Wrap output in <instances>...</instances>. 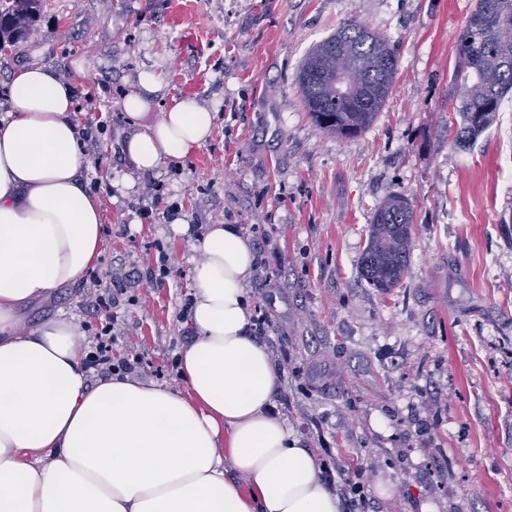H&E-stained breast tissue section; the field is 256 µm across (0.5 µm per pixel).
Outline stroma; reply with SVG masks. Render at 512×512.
Here are the masks:
<instances>
[{"label": "stroma", "mask_w": 512, "mask_h": 512, "mask_svg": "<svg viewBox=\"0 0 512 512\" xmlns=\"http://www.w3.org/2000/svg\"><path fill=\"white\" fill-rule=\"evenodd\" d=\"M40 0L33 35L0 51V114L12 74L51 65L110 117L112 152H87L103 187L100 278L163 244L172 274L134 285L118 357L176 385L187 336L180 311L202 261L168 220H128L144 174L120 150L134 126L120 107L155 72L152 117L183 98L216 114L206 144L153 174L184 224H235L264 244L269 286H249L297 372L283 376L288 423L312 453L320 421L346 467H374L375 512H512V98L465 148L448 127L455 46L476 0ZM354 21L386 36L396 82L373 124L341 138L310 119L295 82L308 50ZM85 71H77L76 62ZM414 210L402 285L359 275L368 229L386 197ZM81 280L31 304L19 326L96 324ZM385 485L388 496L377 487Z\"/></svg>", "instance_id": "obj_1"}]
</instances>
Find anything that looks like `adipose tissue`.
<instances>
[{
	"instance_id": "obj_1",
	"label": "adipose tissue",
	"mask_w": 512,
	"mask_h": 512,
	"mask_svg": "<svg viewBox=\"0 0 512 512\" xmlns=\"http://www.w3.org/2000/svg\"><path fill=\"white\" fill-rule=\"evenodd\" d=\"M160 87L143 74L121 107L137 124L136 171L181 162L214 112L180 100L146 122ZM0 116V512H341L301 434L272 412L279 376L250 334L253 246L233 224L192 244L203 255L180 346L178 386L90 381L73 321L29 331L22 310L82 280L101 254L102 209L73 89L48 65L13 73Z\"/></svg>"
}]
</instances>
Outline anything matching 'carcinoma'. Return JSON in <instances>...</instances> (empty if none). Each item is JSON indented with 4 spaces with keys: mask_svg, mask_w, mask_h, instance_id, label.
<instances>
[{
    "mask_svg": "<svg viewBox=\"0 0 512 512\" xmlns=\"http://www.w3.org/2000/svg\"><path fill=\"white\" fill-rule=\"evenodd\" d=\"M38 0H11L0 13V39L32 34ZM472 15L485 23H466L455 48L457 66L451 101L461 117L453 125V141L465 146L488 128L512 92V0H476ZM359 68L362 83L353 92L336 85V54ZM398 68L386 37L359 23H346L314 45L295 77L314 124L324 133L356 136L367 129L385 105ZM414 213L411 204L391 195L377 207L360 266L370 286L389 292L401 286L412 248Z\"/></svg>",
    "mask_w": 512,
    "mask_h": 512,
    "instance_id": "carcinoma-1",
    "label": "carcinoma"
}]
</instances>
